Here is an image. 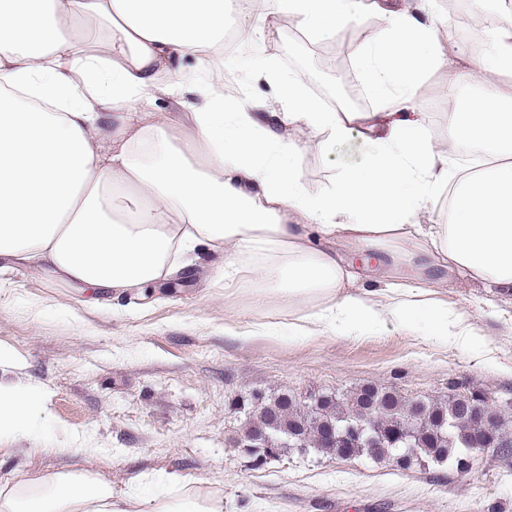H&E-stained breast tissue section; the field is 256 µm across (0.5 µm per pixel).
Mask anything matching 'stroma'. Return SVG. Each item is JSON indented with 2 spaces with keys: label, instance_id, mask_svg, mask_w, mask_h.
Here are the masks:
<instances>
[{
  "label": "stroma",
  "instance_id": "1",
  "mask_svg": "<svg viewBox=\"0 0 512 512\" xmlns=\"http://www.w3.org/2000/svg\"><path fill=\"white\" fill-rule=\"evenodd\" d=\"M318 40L293 42L287 22L256 29L251 48L236 47L230 76L263 56L278 68L313 72ZM447 74H428L417 90L425 133L448 138ZM300 173L309 190L330 187L346 168L365 165L376 142L361 136L332 149L307 128ZM178 280L149 295L115 294L94 304L27 267L0 268V372L34 389L41 416L0 439V485L82 471L114 492L179 474L224 497V512H512V458L478 456L463 475L403 470L366 456L288 453L258 464L230 445L236 399L254 391L298 395L364 384L409 399L447 395L449 385L512 401V293L436 279L431 288L478 335L463 345L387 323L357 338L330 331L292 335L294 312L258 297L241 273L228 282L220 258L199 248Z\"/></svg>",
  "mask_w": 512,
  "mask_h": 512
}]
</instances>
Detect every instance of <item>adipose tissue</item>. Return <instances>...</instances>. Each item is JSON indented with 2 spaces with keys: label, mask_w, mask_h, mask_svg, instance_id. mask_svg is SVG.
I'll return each instance as SVG.
<instances>
[{
  "label": "adipose tissue",
  "mask_w": 512,
  "mask_h": 512,
  "mask_svg": "<svg viewBox=\"0 0 512 512\" xmlns=\"http://www.w3.org/2000/svg\"><path fill=\"white\" fill-rule=\"evenodd\" d=\"M230 4L0 0V263L35 265L100 298L148 292L205 246L222 258L225 280L245 271L274 285L301 331L359 336L388 320L468 340L471 326L427 284L446 274L512 291V14L476 26L483 50L456 68L453 33L429 0H259L235 28L241 43L283 16L311 38L367 11L383 17L357 54L375 107L357 112L325 107L306 73L266 63L249 73L265 93L226 96L205 66L224 59ZM92 20L108 26L107 51L90 44ZM186 57L200 70L186 71ZM439 69L451 96L481 74L504 78L449 116L444 143L424 135L416 107L423 77ZM164 97L176 109L162 108ZM292 126L327 144L360 134L379 151L333 189L312 192ZM462 143L490 158L476 178L450 171ZM447 189V222L419 223ZM339 243L395 273L383 301L353 292L357 275ZM39 416L34 390L0 380V436ZM0 512H224V498L173 474L148 494L59 473L0 487Z\"/></svg>",
  "instance_id": "1"
}]
</instances>
